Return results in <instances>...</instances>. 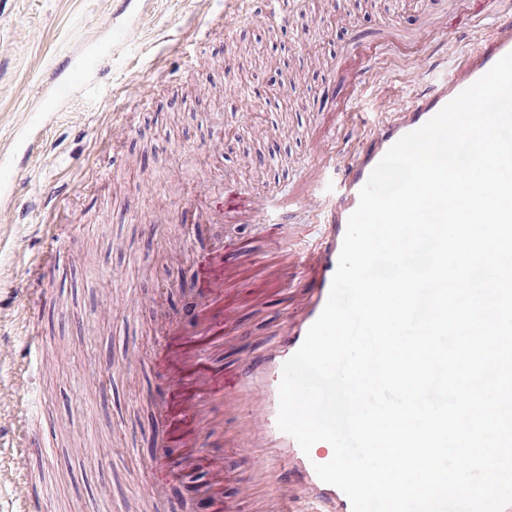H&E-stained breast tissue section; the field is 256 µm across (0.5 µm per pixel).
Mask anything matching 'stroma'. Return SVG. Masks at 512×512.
<instances>
[{"label":"stroma","mask_w":512,"mask_h":512,"mask_svg":"<svg viewBox=\"0 0 512 512\" xmlns=\"http://www.w3.org/2000/svg\"><path fill=\"white\" fill-rule=\"evenodd\" d=\"M263 0H0V157L30 150L0 189V289L49 290L39 326L47 337L32 386L53 421L49 455L37 464L43 512H155L141 476L143 437L155 427L151 391L120 369L129 344L143 366L180 302L175 283L193 252L173 227L175 211L201 178L211 194L234 181L262 196L289 189L311 164V141L335 122L336 154L351 125L337 121L332 76L355 54L370 57L363 112H396L423 88L418 63L434 73L459 63L491 23L474 0H281L282 19L256 23ZM111 16V27L102 19ZM137 30L136 39L125 36ZM100 49L96 73L57 104L44 98L64 58ZM285 51L293 106L275 110L261 87L268 60ZM210 58L209 73L192 69ZM251 125H244L241 102ZM168 225L151 252L142 224ZM67 225L69 258L51 270L28 261L55 246ZM227 264L235 247L265 249L252 224H214ZM285 295L240 298L247 348L269 339ZM24 307L0 312V424L17 416ZM112 354V404L101 409L94 370Z\"/></svg>","instance_id":"obj_1"}]
</instances>
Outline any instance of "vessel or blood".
<instances>
[{
	"label": "vessel or blood",
	"mask_w": 512,
	"mask_h": 512,
	"mask_svg": "<svg viewBox=\"0 0 512 512\" xmlns=\"http://www.w3.org/2000/svg\"><path fill=\"white\" fill-rule=\"evenodd\" d=\"M510 53L512 22L500 20L492 38L477 43L464 65L454 67L447 77L432 78L430 68H422L427 91L373 125L357 123L355 150L344 161H337L326 137L316 138L310 175L293 196L273 200L228 187L222 197L204 202L192 196L179 205L175 218L179 224L273 225L287 223L293 207L310 198L316 202L319 234L314 244L294 253L276 233H268L266 249L249 254L255 274L240 288L227 285L220 245L206 249L190 275L177 283L183 300L155 342L150 374L160 425L146 440L149 452L142 466L152 489L174 481L181 471L202 466L210 484L197 512H239L238 504L224 500V455L237 448H271L281 455L282 468L274 473L257 471L254 479L275 489L273 512H294L301 492L327 505L328 512H352L346 495L318 478L314 467L324 463V456L304 453L278 427L284 364L302 345L328 301L348 220L376 165L402 136L422 127ZM368 64V57L355 58L335 77L339 111H356ZM263 285L288 288L299 302L286 307L267 346L243 356L234 374L225 375L212 362L213 354L224 349V323L238 306L240 289ZM44 350L42 337L29 335L18 358L32 366ZM20 394L19 420L28 426L25 452L35 460L48 448L40 428L30 424L39 413L35 394L27 385L21 386Z\"/></svg>",
	"instance_id": "1"
}]
</instances>
